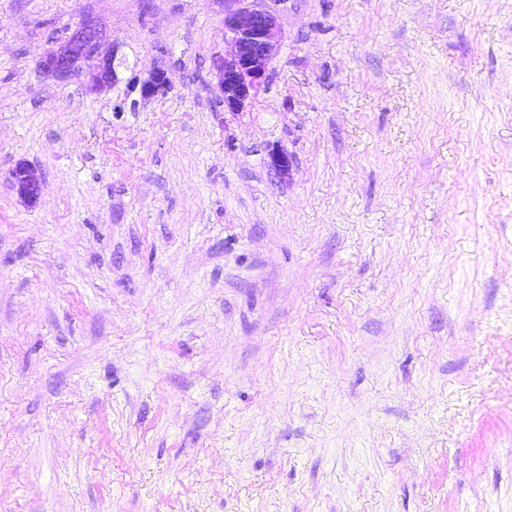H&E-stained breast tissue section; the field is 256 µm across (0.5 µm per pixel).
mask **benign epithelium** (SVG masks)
Segmentation results:
<instances>
[{
	"mask_svg": "<svg viewBox=\"0 0 512 512\" xmlns=\"http://www.w3.org/2000/svg\"><path fill=\"white\" fill-rule=\"evenodd\" d=\"M247 0H224V43L228 50L212 58L224 110L243 111L254 91L266 80L267 68L277 48L278 26L268 10L246 5ZM116 55L101 49L97 24L84 20L65 40L41 57L40 68L58 78H67L86 66L87 89L101 91L115 80ZM169 80L158 69L139 83L140 97L150 100L167 93ZM17 195L28 203L40 197L41 182L34 168L20 162L11 172Z\"/></svg>",
	"mask_w": 512,
	"mask_h": 512,
	"instance_id": "7a95c632",
	"label": "benign epithelium"
}]
</instances>
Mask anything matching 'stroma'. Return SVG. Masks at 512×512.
<instances>
[{"label":"stroma","mask_w":512,"mask_h":512,"mask_svg":"<svg viewBox=\"0 0 512 512\" xmlns=\"http://www.w3.org/2000/svg\"><path fill=\"white\" fill-rule=\"evenodd\" d=\"M263 6L0 0V512H512V0ZM224 0V44L228 50L212 58L217 85L227 112H242L254 91L267 76V68L277 48L278 26L268 10L245 2ZM101 33L97 24L84 20L65 40L41 57L40 68L58 78H67L84 64L91 93L101 91L115 80L116 55L102 53ZM169 88V80L164 70L157 69L150 76L139 83L140 97L150 100L165 95ZM11 183L17 195L28 203H36L41 193V182L34 168L20 162L11 172Z\"/></svg>","instance_id":"1"}]
</instances>
